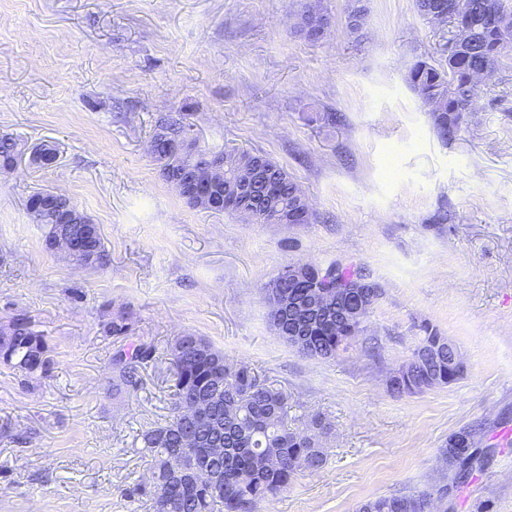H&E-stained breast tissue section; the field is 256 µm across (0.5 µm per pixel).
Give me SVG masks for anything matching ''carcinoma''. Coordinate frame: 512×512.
<instances>
[{
  "mask_svg": "<svg viewBox=\"0 0 512 512\" xmlns=\"http://www.w3.org/2000/svg\"><path fill=\"white\" fill-rule=\"evenodd\" d=\"M417 12L437 22L441 15L449 27L442 32L439 57L420 59L408 71L409 86L430 113L438 138L448 142L466 124L477 103V77L493 80L500 61L507 57L501 42L512 39V0H415ZM329 21L317 6L308 5L295 23L297 32L317 37ZM173 138L193 136L192 125L181 115L163 118ZM23 146L9 135H0V171L10 170ZM230 176L249 168L259 159L273 182L257 188L264 197V209L252 218L256 224H306L309 208L298 185L288 172L263 154L248 151H223ZM186 164L181 153H172L160 163L163 178L171 183ZM87 250L95 255L92 268L110 262L101 232L88 241ZM363 276L357 266L321 268L308 263H292L277 276L284 291L302 287L306 293L327 291V309L340 312L331 319L310 324L302 336L288 334V313L278 319L279 336L300 354L318 360L336 358L350 340L363 332L364 319L346 310L343 297L347 287ZM13 329L0 341V364L17 369L28 377H45L51 370L50 338L36 328L31 316L11 317ZM424 336L411 358L402 364L399 376L389 391L397 396L415 395L436 386L448 385L464 374L456 348L436 329L422 326ZM103 332L121 342L132 337L134 323L128 312H119L103 324ZM179 345L175 364L176 383L170 416L140 435L141 448L150 458L155 481L164 485V496L153 498L155 512H255L261 501L287 488L290 479L302 471L314 472L325 463V449L312 445L310 436L288 427V405L283 393L268 385L247 364L228 369L224 353L192 333L175 339ZM152 346L141 343L112 356V389L119 392L137 381L138 368L154 358ZM204 395L218 403L214 423L193 429L191 448L180 447L186 426L176 416L177 405L185 398ZM474 442V432L463 428L448 438L445 449L448 467L455 465L459 452ZM224 446V456L215 457L211 449ZM204 462L218 471L217 483L198 484L169 481V470ZM448 488L418 494H394L368 499L358 512H448Z\"/></svg>",
  "mask_w": 512,
  "mask_h": 512,
  "instance_id": "carcinoma-1",
  "label": "carcinoma"
}]
</instances>
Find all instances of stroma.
I'll list each match as a JSON object with an SVG mask.
<instances>
[{
    "label": "stroma",
    "mask_w": 512,
    "mask_h": 512,
    "mask_svg": "<svg viewBox=\"0 0 512 512\" xmlns=\"http://www.w3.org/2000/svg\"><path fill=\"white\" fill-rule=\"evenodd\" d=\"M306 2L0 0V134L57 149L50 167L0 172V322L31 315L53 358L41 379L0 366V512H150L136 437L169 414L167 348L184 333L286 392L293 428L329 427L325 465L258 512H356L440 485L448 512H512V57L444 143L407 82L440 35L414 0H363L357 34L353 0H319L332 25L317 38L294 28ZM177 113L203 149L283 167L310 223L190 206L147 153ZM45 191L98 224L106 267L45 249L28 209ZM291 262L360 265L382 290L336 359L270 325L264 287ZM119 310L156 354L117 393L101 325ZM424 322L464 375L395 396L386 379ZM467 427L483 465L453 484L442 452Z\"/></svg>",
    "instance_id": "1"
}]
</instances>
